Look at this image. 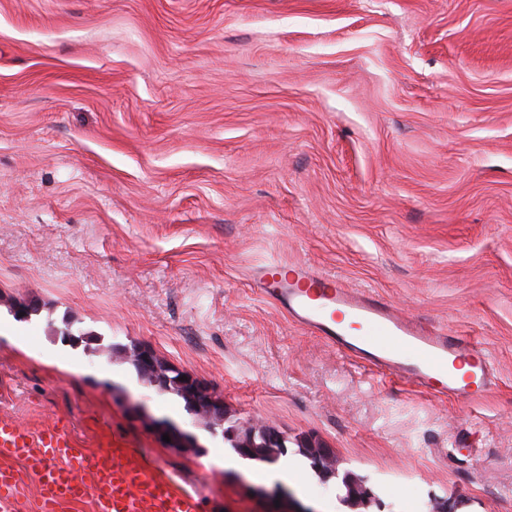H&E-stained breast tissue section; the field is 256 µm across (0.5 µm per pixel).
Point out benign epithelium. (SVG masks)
I'll return each instance as SVG.
<instances>
[{
    "mask_svg": "<svg viewBox=\"0 0 512 512\" xmlns=\"http://www.w3.org/2000/svg\"><path fill=\"white\" fill-rule=\"evenodd\" d=\"M115 354L127 361L132 357L135 358L141 370V376L147 383L162 392L175 391L179 393L186 399L189 412L193 413L197 408L204 409L212 428L224 427V404L198 380L190 375H185L183 371L172 368L147 349H137L134 351V355L130 356L126 350L117 348ZM184 375L187 376V379L180 380V377ZM155 429L160 436L168 435L171 439L170 445L173 447L187 450L196 447V444L189 441L186 433L176 425L159 424L155 426ZM224 439L230 441L244 456L254 458L275 457L279 454V448L284 445V439L272 428H257L250 424L240 429H229L224 432ZM300 450L313 462V470L322 482L327 483L332 479H341L347 503L354 505L372 496L371 490L364 485V481L360 477L352 473L339 475L331 449L307 441L300 445Z\"/></svg>",
    "mask_w": 512,
    "mask_h": 512,
    "instance_id": "7a95c632",
    "label": "benign epithelium"
}]
</instances>
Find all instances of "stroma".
<instances>
[{
	"mask_svg": "<svg viewBox=\"0 0 512 512\" xmlns=\"http://www.w3.org/2000/svg\"><path fill=\"white\" fill-rule=\"evenodd\" d=\"M273 263L478 343L489 392L342 355L260 296ZM111 343L274 427L290 503ZM0 417L120 443L204 512H512V0H0ZM299 448L313 462V470L322 482L327 483L332 479H339L335 457L330 448H325L313 441L304 442ZM341 484L345 489L346 502L349 504H357L363 498L368 499L372 496L371 490L364 485V481L352 473H345L341 477Z\"/></svg>",
	"mask_w": 512,
	"mask_h": 512,
	"instance_id": "obj_1",
	"label": "stroma"
}]
</instances>
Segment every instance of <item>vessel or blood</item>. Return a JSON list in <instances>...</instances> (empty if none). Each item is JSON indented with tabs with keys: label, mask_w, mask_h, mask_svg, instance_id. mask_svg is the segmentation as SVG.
Wrapping results in <instances>:
<instances>
[{
	"label": "vessel or blood",
	"mask_w": 512,
	"mask_h": 512,
	"mask_svg": "<svg viewBox=\"0 0 512 512\" xmlns=\"http://www.w3.org/2000/svg\"><path fill=\"white\" fill-rule=\"evenodd\" d=\"M257 286L267 301L311 334L381 373L437 396L475 400L488 390L492 372L482 348L347 288L335 276L278 264L259 273ZM344 314L357 323L359 335L341 327ZM462 356L471 360L474 371L459 379L450 366ZM12 459L36 478V502L26 498L25 473L9 467ZM87 499L94 512H203L196 492L178 487L169 473L147 467L129 449L113 444L93 453L59 427L35 432L0 419V512H66Z\"/></svg>",
	"instance_id": "vessel-or-blood-1"
}]
</instances>
